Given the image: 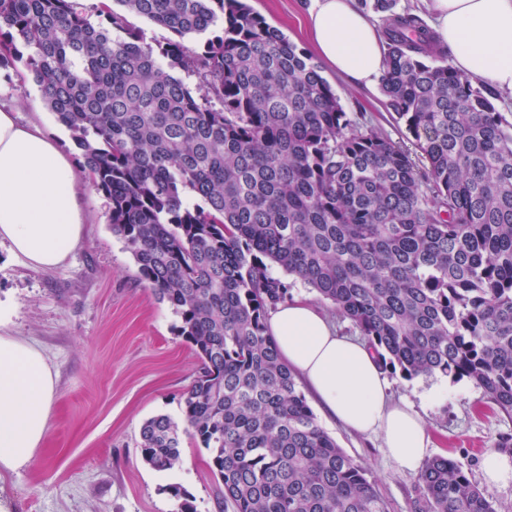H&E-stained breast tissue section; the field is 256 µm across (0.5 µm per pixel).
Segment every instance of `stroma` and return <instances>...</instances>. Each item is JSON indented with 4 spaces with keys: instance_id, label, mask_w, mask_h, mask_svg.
<instances>
[{
    "instance_id": "obj_1",
    "label": "stroma",
    "mask_w": 512,
    "mask_h": 512,
    "mask_svg": "<svg viewBox=\"0 0 512 512\" xmlns=\"http://www.w3.org/2000/svg\"><path fill=\"white\" fill-rule=\"evenodd\" d=\"M272 26L311 50L307 14L312 0H250ZM349 117L377 128L405 150L420 173L429 165L403 122L384 105L380 88H359L322 68ZM85 238L64 265L44 271L25 265L0 243V300L13 309L0 333L36 346L55 377L47 433L35 463L0 474V501L9 512H173L176 484L197 512H217L220 487L208 454L184 437L173 470L158 472L138 453L143 422L157 414L179 417L183 394L197 371L190 344L177 336V317L137 278L123 240L109 223L106 198L85 191ZM394 399L411 403L428 424L430 456L455 460L481 482L482 455L512 419L479 413L483 392L468 380L435 374L412 380L388 375ZM321 427L361 464L389 512H415L417 477L398 474L376 439L330 420L308 397Z\"/></svg>"
}]
</instances>
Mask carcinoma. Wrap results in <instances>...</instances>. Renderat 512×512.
<instances>
[{
  "instance_id": "1",
  "label": "carcinoma",
  "mask_w": 512,
  "mask_h": 512,
  "mask_svg": "<svg viewBox=\"0 0 512 512\" xmlns=\"http://www.w3.org/2000/svg\"><path fill=\"white\" fill-rule=\"evenodd\" d=\"M169 30L154 48L81 0H0V68L21 67L80 150L138 279L178 318L199 373L181 416L141 428L156 471L183 437L209 453L219 512H387L361 464L316 421L268 330L293 276L351 322L380 367L441 373L512 417V122L448 64L397 0L385 18V105L408 154L343 111L312 58L247 0H118ZM219 29L199 51L183 39ZM198 73L189 88L173 70ZM423 512H498L448 457L418 477ZM175 512H197L171 485Z\"/></svg>"
}]
</instances>
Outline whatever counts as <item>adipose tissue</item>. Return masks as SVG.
Masks as SVG:
<instances>
[{
	"mask_svg": "<svg viewBox=\"0 0 512 512\" xmlns=\"http://www.w3.org/2000/svg\"><path fill=\"white\" fill-rule=\"evenodd\" d=\"M429 28L455 68L512 96V0H431ZM317 55L353 84H380L384 39L355 0H313L308 12ZM83 176L59 141L37 123L0 106V242L25 264L50 271L84 239ZM280 356L301 375L321 407L350 430L382 439L405 476L417 475L431 438L408 403L392 402L375 356L337 333L306 300L277 306L268 318ZM55 392L43 354L0 335V472L32 463L46 434Z\"/></svg>",
	"mask_w": 512,
	"mask_h": 512,
	"instance_id": "ef3b65f1",
	"label": "adipose tissue"
}]
</instances>
